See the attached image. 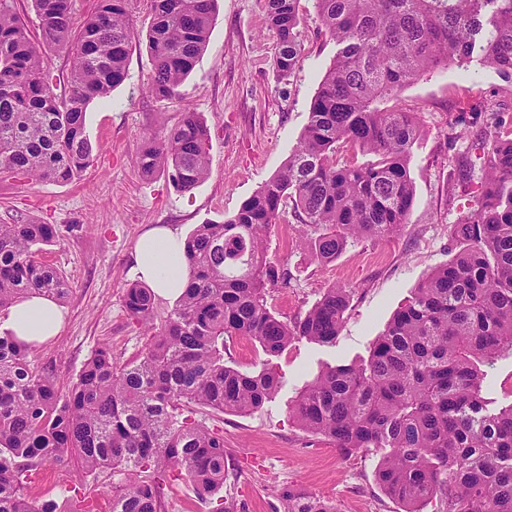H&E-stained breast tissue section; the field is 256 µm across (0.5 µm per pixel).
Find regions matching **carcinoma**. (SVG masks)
<instances>
[{"label": "carcinoma", "mask_w": 512, "mask_h": 512, "mask_svg": "<svg viewBox=\"0 0 512 512\" xmlns=\"http://www.w3.org/2000/svg\"><path fill=\"white\" fill-rule=\"evenodd\" d=\"M147 34L160 100L179 88L202 54L216 0H151ZM300 0H267L278 35L276 70L288 79L300 55ZM37 38L0 0V173L68 182L93 161L89 103L109 97L127 72L135 32L125 0H99L75 31L72 0H32ZM335 58L312 98L309 120L282 167L222 223L198 224L185 238L188 284L156 325V296L131 283L129 315L147 332L138 358L116 366L98 347L66 394L52 365L30 367L29 347L0 333V512H90L67 485L63 503L28 493L38 466L75 458L94 479L117 469L133 479L112 491V512H163L169 482L184 481L212 512H243L222 496L232 467L224 435L196 420L198 408L246 414L275 398L272 366L297 339L334 344L350 289L334 285L292 322L268 307L267 291L288 268L267 256L266 234L287 205L309 237L311 256L336 259L350 238L397 234L414 200L410 159L419 136L412 112L384 104L421 75L477 61L512 77V0H315ZM69 59L67 86L54 91L43 47ZM209 132L186 111L166 135L148 139L143 176L166 169L189 190L209 173ZM353 148L366 162L339 163ZM479 151L460 182L474 181L475 209L454 225L456 252L414 288L366 360L325 368L289 406L303 430L342 451L385 450L376 480L404 512H512V404L483 396L486 368L512 353V121L496 116L477 134ZM60 236L54 224H0V310L29 295L65 301L68 284L38 259ZM245 336L266 359L243 371L224 362L227 340ZM283 512H336L302 491L281 494Z\"/></svg>", "instance_id": "carcinoma-1"}]
</instances>
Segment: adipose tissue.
Returning <instances> with one entry per match:
<instances>
[{"instance_id":"ef3b65f1","label":"adipose tissue","mask_w":512,"mask_h":512,"mask_svg":"<svg viewBox=\"0 0 512 512\" xmlns=\"http://www.w3.org/2000/svg\"><path fill=\"white\" fill-rule=\"evenodd\" d=\"M184 239L172 227H156L146 232L135 249L136 271L158 296L177 300L187 283L183 257ZM63 316L56 303L34 296L15 303L5 327L28 344H39L57 336Z\"/></svg>"}]
</instances>
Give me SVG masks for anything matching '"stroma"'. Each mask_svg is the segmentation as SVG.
<instances>
[{"label":"stroma","instance_id":"obj_1","mask_svg":"<svg viewBox=\"0 0 512 512\" xmlns=\"http://www.w3.org/2000/svg\"><path fill=\"white\" fill-rule=\"evenodd\" d=\"M125 7L135 31L127 77L86 110V130L95 147L91 166L65 183L0 173V222L37 218L64 229L40 254L63 272L69 286L61 307L63 325L29 357L35 368L54 365L63 383L76 377L100 346L111 348L119 366L144 350L145 330L123 303L126 285L138 279L137 240L154 226L172 225L186 235L196 225L234 215L297 146L311 100L336 54L314 0H300V62L288 83L280 84L277 35L266 22V0H218L208 44L179 97L160 100L147 91L150 0H126ZM392 106L416 113L420 124L410 162L414 202L400 232L350 240L330 263L309 257L294 214L285 217L287 232L275 227L267 236L269 259L287 265L290 274L288 284L268 294L277 316L293 320L326 288H351V307L335 344L292 342L274 360L281 389L261 409L196 414L223 432L237 470L228 491L245 512H273L287 488L331 500L337 512H403L375 480L380 453L342 454L297 426L288 404L326 367L368 358L413 288L452 257L453 226L478 199L476 191L454 186L465 162L456 123L479 127L491 113L512 116V79L489 66H451L407 85ZM188 110L210 130L211 163L201 183L180 191L165 170L142 176L139 156L150 137L164 136Z\"/></svg>","mask_w":512,"mask_h":512}]
</instances>
